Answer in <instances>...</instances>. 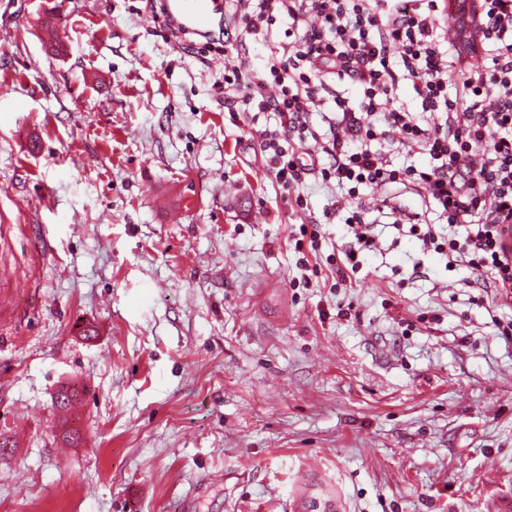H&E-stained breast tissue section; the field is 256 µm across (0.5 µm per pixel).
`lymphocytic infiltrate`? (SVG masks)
<instances>
[{"label": "lymphocytic infiltrate", "mask_w": 512, "mask_h": 512, "mask_svg": "<svg viewBox=\"0 0 512 512\" xmlns=\"http://www.w3.org/2000/svg\"><path fill=\"white\" fill-rule=\"evenodd\" d=\"M471 2L478 66L458 48L446 0H224L222 31L200 42L167 18L162 0H149L153 21L199 59L241 52L250 38L270 43L263 65L225 69L224 105L275 116L261 151L285 191L296 192L307 174L335 180L342 194L331 211L347 214L355 244L343 254L351 270L375 245L363 192L403 181L448 224L441 238L414 214L410 234L501 291L512 289V257L500 244L501 226L512 224V0ZM279 23L286 26L280 41ZM339 82L358 87L357 103L333 93ZM404 82L418 111L398 101ZM329 101L326 139L307 150L316 136L310 116ZM388 143L417 150L425 164L393 169Z\"/></svg>", "instance_id": "f902f5d3"}]
</instances>
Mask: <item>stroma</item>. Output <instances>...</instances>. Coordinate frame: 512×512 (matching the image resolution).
I'll use <instances>...</instances> for the list:
<instances>
[{
	"instance_id": "obj_1",
	"label": "stroma",
	"mask_w": 512,
	"mask_h": 512,
	"mask_svg": "<svg viewBox=\"0 0 512 512\" xmlns=\"http://www.w3.org/2000/svg\"><path fill=\"white\" fill-rule=\"evenodd\" d=\"M236 62L144 0H0V512H293L309 470L344 512H487L512 297L394 228L386 196L434 218L400 185L340 279L338 190L308 175L298 208L262 164L216 87Z\"/></svg>"
}]
</instances>
